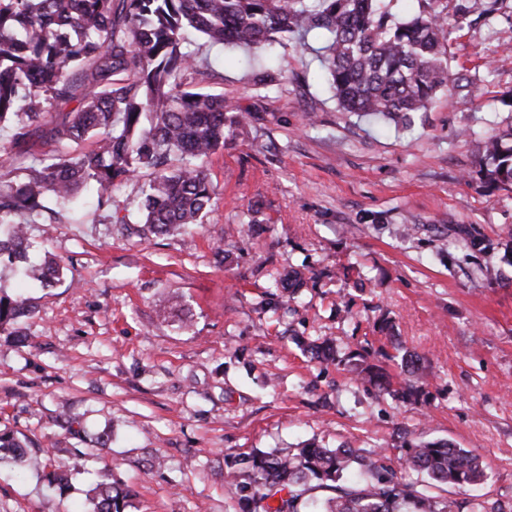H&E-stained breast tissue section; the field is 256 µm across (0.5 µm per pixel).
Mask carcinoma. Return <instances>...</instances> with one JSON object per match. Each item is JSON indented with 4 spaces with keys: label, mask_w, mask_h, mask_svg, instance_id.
Masks as SVG:
<instances>
[{
    "label": "carcinoma",
    "mask_w": 512,
    "mask_h": 512,
    "mask_svg": "<svg viewBox=\"0 0 512 512\" xmlns=\"http://www.w3.org/2000/svg\"><path fill=\"white\" fill-rule=\"evenodd\" d=\"M391 0H0V259L23 266L50 287L61 279L53 258L31 264L24 219L83 193L112 207V187L151 172L139 219L156 234L204 223L214 188L202 160L224 149L232 102L199 87L210 63L182 50L185 32L212 46L265 49L285 37H327L323 63L346 112L409 124L448 85V0H424L409 18ZM77 107L47 120L58 104ZM95 148L68 151L86 139ZM56 154L32 152L37 141ZM15 179L1 181L3 173ZM474 173L490 190L512 186V128L478 142ZM32 313L22 296L0 294V331ZM405 465L428 477L419 487L382 473L350 448H298L237 460L251 490L249 512H453L428 492L468 486L484 475L479 457L452 442L410 445ZM332 492L306 499L313 489ZM126 495L103 475L92 512H125Z\"/></svg>",
    "instance_id": "cac0c4a2"
}]
</instances>
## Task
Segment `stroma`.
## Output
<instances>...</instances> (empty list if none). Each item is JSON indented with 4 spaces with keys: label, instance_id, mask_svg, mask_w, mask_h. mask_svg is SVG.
<instances>
[{
    "label": "stroma",
    "instance_id": "stroma-1",
    "mask_svg": "<svg viewBox=\"0 0 512 512\" xmlns=\"http://www.w3.org/2000/svg\"><path fill=\"white\" fill-rule=\"evenodd\" d=\"M448 6L451 81L409 127L339 108L320 32L269 57L193 36L215 60L201 87L249 115L204 162L207 223H112L139 202L140 176L114 188L111 211L28 224L62 282L0 264V292L35 306L19 335L0 332V433L32 461L0 449V512H90L103 467L127 512H243L226 476L239 456L346 446L412 481L404 443L439 440L478 455L485 477L438 496L512 512V266L497 245L512 188L486 192L472 174L476 137L512 126V0ZM267 73L268 91L255 84ZM461 224L492 250L456 241ZM350 264L364 287L345 279ZM293 268L315 279L291 300L271 281ZM161 300L181 316H159ZM368 365L415 400L363 382ZM60 465L68 480L50 481Z\"/></svg>",
    "mask_w": 512,
    "mask_h": 512
}]
</instances>
